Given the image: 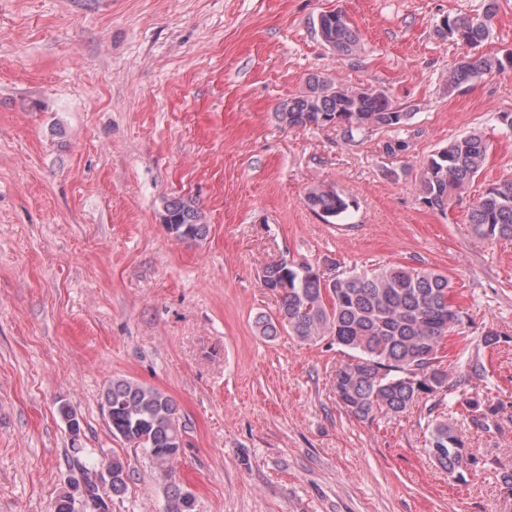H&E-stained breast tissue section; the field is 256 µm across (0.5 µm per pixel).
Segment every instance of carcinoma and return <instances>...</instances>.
Here are the masks:
<instances>
[{
    "label": "carcinoma",
    "instance_id": "cac0c4a2",
    "mask_svg": "<svg viewBox=\"0 0 512 512\" xmlns=\"http://www.w3.org/2000/svg\"><path fill=\"white\" fill-rule=\"evenodd\" d=\"M497 0H483L476 16L448 15L436 26L439 36L472 49L490 35ZM321 41L352 62L364 46L341 11L321 15ZM512 68V53L502 56L468 54L448 70V93L476 78ZM280 126L336 127L343 140L368 131L400 128L412 113L393 106L387 94L372 88H349L316 74L306 89L282 104L275 113ZM489 151L481 133L473 131L448 140V144L423 162L422 203L443 210L448 199L466 191L480 174ZM306 204L327 223L348 215L355 202L331 185H316L306 194ZM172 221L169 233L182 240L206 236L208 225L195 200L176 197L166 201ZM467 224L482 242L512 240V181L488 189L467 210ZM265 288L279 295L276 313L255 320L260 335L273 339L283 333L314 344L330 339L350 351L336 367L331 387L336 401L354 418L370 420L378 413L401 416L422 399L446 397L449 381V338L462 324L453 302L448 277L409 265H381L361 271H334L329 277L304 261H277L262 270ZM112 436L142 453L163 484L164 512H196V496L177 476L175 463L182 449V424L176 401L157 388L132 379L117 378L102 396ZM458 406L477 427H488L498 411L483 406L478 397H464ZM426 452L452 479L462 481L475 463L466 452L464 436L445 416L428 421ZM112 484L98 490L96 469L78 466L77 475L89 489L83 512H98L103 497L124 495L130 472L118 455L105 462Z\"/></svg>",
    "mask_w": 512,
    "mask_h": 512
}]
</instances>
